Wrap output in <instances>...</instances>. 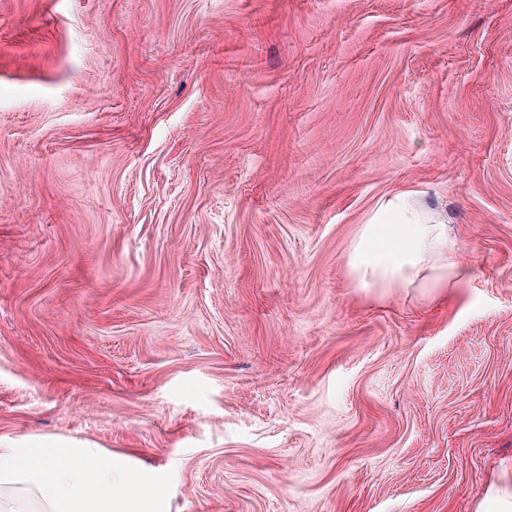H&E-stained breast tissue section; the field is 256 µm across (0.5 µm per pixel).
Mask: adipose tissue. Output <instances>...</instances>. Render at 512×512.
Segmentation results:
<instances>
[{
    "instance_id": "1",
    "label": "adipose tissue",
    "mask_w": 512,
    "mask_h": 512,
    "mask_svg": "<svg viewBox=\"0 0 512 512\" xmlns=\"http://www.w3.org/2000/svg\"><path fill=\"white\" fill-rule=\"evenodd\" d=\"M347 266L354 287L383 296L409 288L433 300L456 287L470 267L448 236L446 218L405 195L380 202L353 239Z\"/></svg>"
}]
</instances>
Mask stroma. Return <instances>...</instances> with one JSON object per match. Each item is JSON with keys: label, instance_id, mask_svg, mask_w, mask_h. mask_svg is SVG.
Returning a JSON list of instances; mask_svg holds the SVG:
<instances>
[{"label": "stroma", "instance_id": "stroma-1", "mask_svg": "<svg viewBox=\"0 0 512 512\" xmlns=\"http://www.w3.org/2000/svg\"><path fill=\"white\" fill-rule=\"evenodd\" d=\"M435 303L352 288L377 201ZM0 437L169 512H495L512 477V0H0ZM456 252L442 214L397 195L380 202L360 224L347 266L355 288H381L383 297L417 288L423 299L435 300L470 270Z\"/></svg>", "mask_w": 512, "mask_h": 512}]
</instances>
